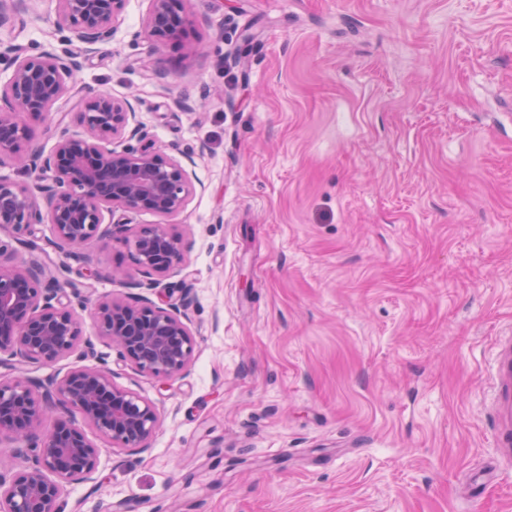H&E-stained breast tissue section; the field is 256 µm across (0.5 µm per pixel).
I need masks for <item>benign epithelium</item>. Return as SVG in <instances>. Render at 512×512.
<instances>
[{
	"label": "benign epithelium",
	"instance_id": "7a95c632",
	"mask_svg": "<svg viewBox=\"0 0 512 512\" xmlns=\"http://www.w3.org/2000/svg\"><path fill=\"white\" fill-rule=\"evenodd\" d=\"M126 0H57L56 26L73 34L89 54L112 39ZM185 0H150L148 36L156 42L181 39L190 19ZM10 69L0 86V156L20 157L28 180L0 176V229L18 242L37 224H50L49 245L83 265L84 275L101 277L85 252L96 239L110 238L127 247L138 270L163 276L182 265L184 235L170 224H147L131 236L116 212H149L172 218L184 211L195 193L193 158L174 159L145 140L128 99L76 80L78 54L69 48L30 53L17 46L0 50V63ZM75 102L74 117L86 134L63 129L49 153L21 152L30 141L28 117H43L62 99ZM134 140L121 149L100 140ZM98 335L119 349L123 360L156 377L184 372L193 357L195 339L186 314L159 298L131 303L107 298L93 312ZM80 317L60 281L47 274L39 258L20 269L5 258L0 244V365L20 359L39 365L82 357ZM59 411L50 431L44 418ZM80 415L83 424L71 420ZM154 406L112 381L103 369L77 368L61 380L15 378L0 381V435L21 444L16 454L27 464L10 476L0 474V512H63L67 487L95 472L101 449L83 425L94 428L117 448H147L157 427Z\"/></svg>",
	"mask_w": 512,
	"mask_h": 512
}]
</instances>
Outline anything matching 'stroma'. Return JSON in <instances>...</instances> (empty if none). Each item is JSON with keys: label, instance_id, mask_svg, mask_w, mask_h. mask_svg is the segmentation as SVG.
Returning <instances> with one entry per match:
<instances>
[{"label": "stroma", "instance_id": "obj_1", "mask_svg": "<svg viewBox=\"0 0 512 512\" xmlns=\"http://www.w3.org/2000/svg\"><path fill=\"white\" fill-rule=\"evenodd\" d=\"M56 0L0 46H60ZM127 0L78 83L136 103L167 156L192 151L174 289L196 346L158 378L91 318L84 358L151 402L144 450L95 430L98 468L64 512H512L490 421L512 337V0H187L182 40ZM67 103L29 119L32 147ZM90 302L154 300L130 251L88 247Z\"/></svg>", "mask_w": 512, "mask_h": 512}]
</instances>
